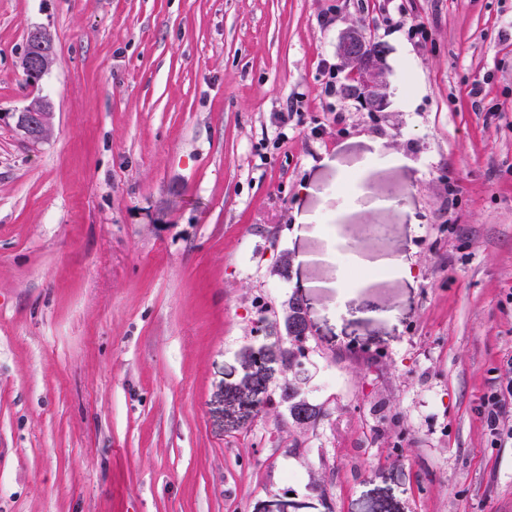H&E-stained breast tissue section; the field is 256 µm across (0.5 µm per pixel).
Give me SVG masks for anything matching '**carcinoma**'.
<instances>
[{
  "mask_svg": "<svg viewBox=\"0 0 512 512\" xmlns=\"http://www.w3.org/2000/svg\"><path fill=\"white\" fill-rule=\"evenodd\" d=\"M301 303L298 299L288 300L287 348L283 351L285 362L291 373L280 388L279 398L286 405L288 419L299 428L316 426L326 417L323 407L310 403L302 391V383L307 379L306 350L308 336L305 335L304 323L300 317Z\"/></svg>",
  "mask_w": 512,
  "mask_h": 512,
  "instance_id": "obj_1",
  "label": "carcinoma"
}]
</instances>
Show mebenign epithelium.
<instances>
[{
	"instance_id": "obj_1",
	"label": "benign epithelium",
	"mask_w": 512,
	"mask_h": 512,
	"mask_svg": "<svg viewBox=\"0 0 512 512\" xmlns=\"http://www.w3.org/2000/svg\"><path fill=\"white\" fill-rule=\"evenodd\" d=\"M29 54L23 59L31 81L38 82L48 71L54 56V45L50 35L42 29L28 33ZM338 54L351 66V74L362 91L361 105L374 112L384 110L388 105L385 93L386 81L384 47H369L361 26L348 28L340 37ZM53 112L45 99H37L22 112L0 113V122L10 119L20 137L30 146L41 143L49 130Z\"/></svg>"
}]
</instances>
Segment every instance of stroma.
I'll return each mask as SVG.
<instances>
[{
    "mask_svg": "<svg viewBox=\"0 0 512 512\" xmlns=\"http://www.w3.org/2000/svg\"><path fill=\"white\" fill-rule=\"evenodd\" d=\"M402 5L426 41L383 0H0V113L54 112L35 147L0 124V512H512L478 414L512 379V0ZM357 24L382 112L346 91ZM293 297L305 430L278 402ZM338 54L351 66L354 81L362 91L352 86V91L361 96V105L368 111L380 112L387 105L384 60L386 48L369 47L360 25L348 28L340 37ZM29 54L23 59L32 83H37L48 71L54 56V45L50 35L42 29H32L28 33Z\"/></svg>",
    "mask_w": 512,
    "mask_h": 512,
    "instance_id": "35a3bbf8",
    "label": "stroma"
}]
</instances>
